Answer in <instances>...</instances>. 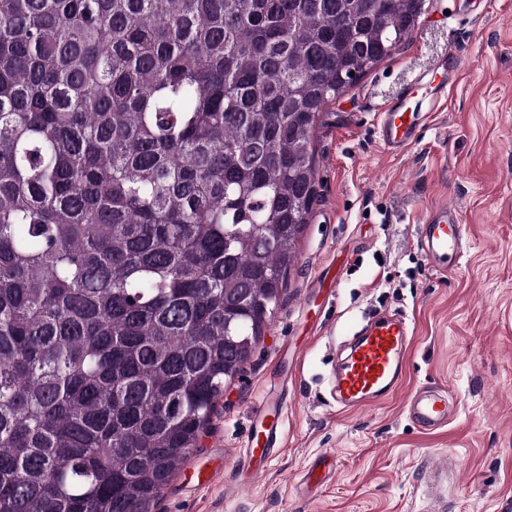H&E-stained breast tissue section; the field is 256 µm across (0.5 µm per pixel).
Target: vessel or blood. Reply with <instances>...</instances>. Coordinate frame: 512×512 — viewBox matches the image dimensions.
<instances>
[{"instance_id": "b4317fda", "label": "vessel or blood", "mask_w": 512, "mask_h": 512, "mask_svg": "<svg viewBox=\"0 0 512 512\" xmlns=\"http://www.w3.org/2000/svg\"><path fill=\"white\" fill-rule=\"evenodd\" d=\"M459 57H443L437 77L418 81L414 91L379 114L380 139L390 152L406 149L415 139L424 112L436 111L445 95L448 75L459 72ZM419 245L433 265L447 268L463 248V226L457 207L447 201L433 202L421 221ZM413 329L405 314L386 312L372 317L354 334L346 356L337 364L333 398L338 410L358 411L402 391L411 354ZM405 410L420 430L437 432L450 417L448 392L442 388L408 393ZM282 407L269 399L253 416L252 434L245 450L250 478H258L281 438Z\"/></svg>"}]
</instances>
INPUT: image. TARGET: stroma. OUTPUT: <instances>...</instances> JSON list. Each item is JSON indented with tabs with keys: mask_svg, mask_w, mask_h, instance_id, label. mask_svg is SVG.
<instances>
[{
	"mask_svg": "<svg viewBox=\"0 0 512 512\" xmlns=\"http://www.w3.org/2000/svg\"><path fill=\"white\" fill-rule=\"evenodd\" d=\"M427 3L411 37L321 113L317 196L281 301L156 512H512V0ZM452 51L460 78L416 141L388 152L381 110ZM439 199L464 225L445 272L418 245ZM392 310L414 331L403 393L337 410L340 348ZM436 385L456 410L423 433L405 394ZM268 398L283 405V434L249 484L250 415ZM324 464L329 479L307 482Z\"/></svg>",
	"mask_w": 512,
	"mask_h": 512,
	"instance_id": "35a3bbf8",
	"label": "stroma"
}]
</instances>
